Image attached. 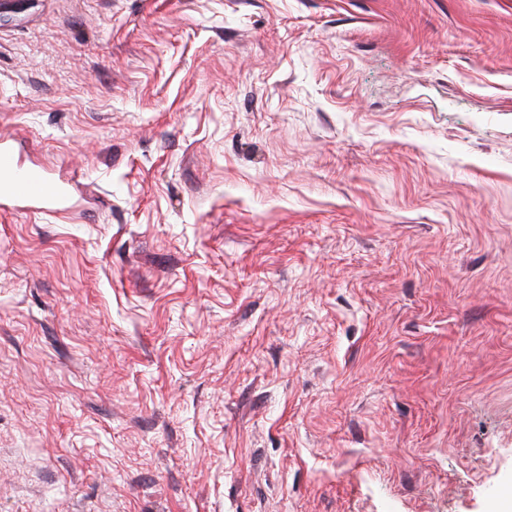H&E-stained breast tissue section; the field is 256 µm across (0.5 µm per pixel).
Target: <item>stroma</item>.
<instances>
[{
  "instance_id": "1",
  "label": "stroma",
  "mask_w": 512,
  "mask_h": 512,
  "mask_svg": "<svg viewBox=\"0 0 512 512\" xmlns=\"http://www.w3.org/2000/svg\"><path fill=\"white\" fill-rule=\"evenodd\" d=\"M0 512L512 507V0H30L0 138ZM5 144L1 140L0 198L29 205H60L66 188L41 169L23 167Z\"/></svg>"
}]
</instances>
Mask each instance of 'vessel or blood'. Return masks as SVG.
<instances>
[{
  "instance_id": "1",
  "label": "vessel or blood",
  "mask_w": 512,
  "mask_h": 512,
  "mask_svg": "<svg viewBox=\"0 0 512 512\" xmlns=\"http://www.w3.org/2000/svg\"><path fill=\"white\" fill-rule=\"evenodd\" d=\"M67 191L45 171L22 166L14 153L0 144V198L29 205H60Z\"/></svg>"
}]
</instances>
